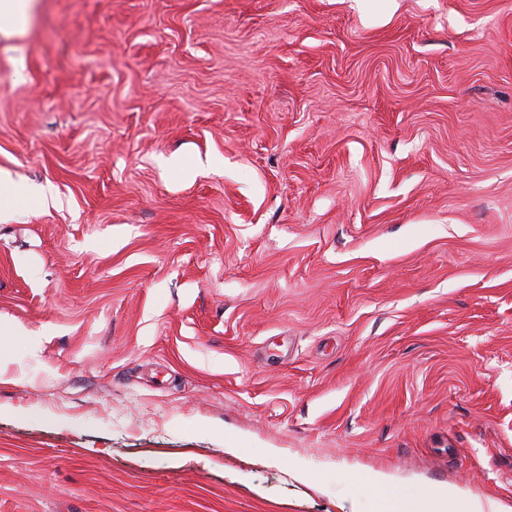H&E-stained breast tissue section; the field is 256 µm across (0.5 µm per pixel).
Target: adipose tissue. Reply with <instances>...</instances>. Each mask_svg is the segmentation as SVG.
Returning a JSON list of instances; mask_svg holds the SVG:
<instances>
[{"instance_id":"ef3b65f1","label":"adipose tissue","mask_w":512,"mask_h":512,"mask_svg":"<svg viewBox=\"0 0 512 512\" xmlns=\"http://www.w3.org/2000/svg\"><path fill=\"white\" fill-rule=\"evenodd\" d=\"M363 483L380 494L381 512H512L511 506L474 495L450 482L431 484L422 501L409 492L408 481L388 472L367 471Z\"/></svg>"}]
</instances>
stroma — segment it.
I'll return each mask as SVG.
<instances>
[{"label": "stroma", "instance_id": "obj_1", "mask_svg": "<svg viewBox=\"0 0 512 512\" xmlns=\"http://www.w3.org/2000/svg\"><path fill=\"white\" fill-rule=\"evenodd\" d=\"M0 171V512L512 500V0H36ZM9 195L12 196L13 207L9 209H4L2 205V199H0V211L1 213H9L10 211L16 209L19 204H27L32 201H38L43 203L46 201V189L44 187L41 188H32L27 186H12L11 190H8ZM364 485L381 495L382 510L378 512H511L512 505H505L491 498L474 495L468 489L450 482L432 483L427 491V510L422 501L413 496L409 482L378 470L365 473Z\"/></svg>", "mask_w": 512, "mask_h": 512}]
</instances>
